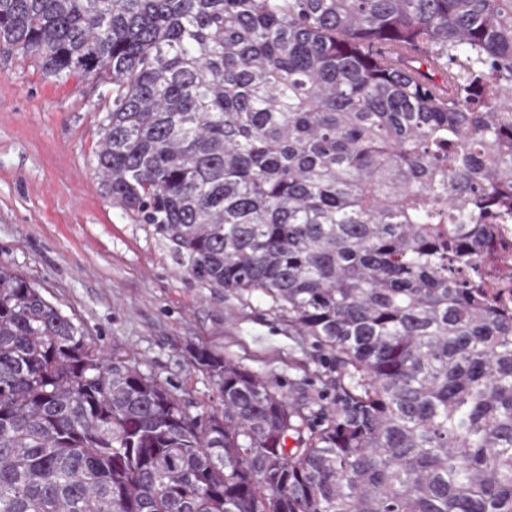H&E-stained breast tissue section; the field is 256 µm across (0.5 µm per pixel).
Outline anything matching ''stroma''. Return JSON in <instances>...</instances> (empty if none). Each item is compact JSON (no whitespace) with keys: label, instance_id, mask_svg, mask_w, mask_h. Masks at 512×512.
<instances>
[{"label":"stroma","instance_id":"1","mask_svg":"<svg viewBox=\"0 0 512 512\" xmlns=\"http://www.w3.org/2000/svg\"><path fill=\"white\" fill-rule=\"evenodd\" d=\"M109 91L0 57V263L37 285L107 357L169 382L190 413L222 410L205 345L293 400L327 404L330 355L261 299L202 287L154 225L107 195L95 154Z\"/></svg>","mask_w":512,"mask_h":512}]
</instances>
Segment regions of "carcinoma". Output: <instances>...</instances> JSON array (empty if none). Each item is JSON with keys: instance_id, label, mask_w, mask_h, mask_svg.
<instances>
[{"instance_id": "carcinoma-1", "label": "carcinoma", "mask_w": 512, "mask_h": 512, "mask_svg": "<svg viewBox=\"0 0 512 512\" xmlns=\"http://www.w3.org/2000/svg\"><path fill=\"white\" fill-rule=\"evenodd\" d=\"M0 54L111 85L107 194L336 372L310 426L198 347L193 415L0 263V512H512V0H0Z\"/></svg>"}]
</instances>
